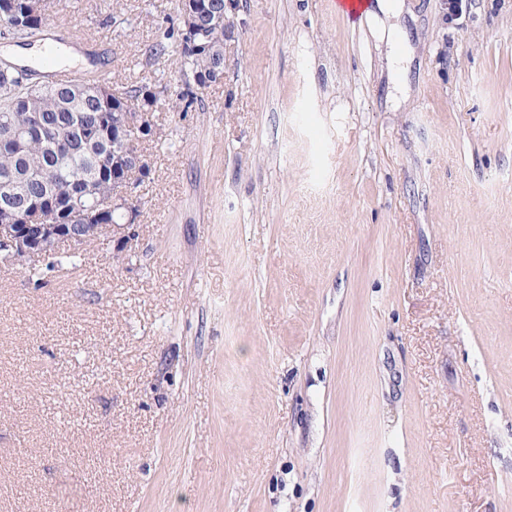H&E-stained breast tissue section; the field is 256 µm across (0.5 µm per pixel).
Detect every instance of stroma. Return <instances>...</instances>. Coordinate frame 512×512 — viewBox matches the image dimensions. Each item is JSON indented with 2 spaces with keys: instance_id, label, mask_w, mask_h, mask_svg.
I'll return each instance as SVG.
<instances>
[{
  "instance_id": "stroma-1",
  "label": "stroma",
  "mask_w": 512,
  "mask_h": 512,
  "mask_svg": "<svg viewBox=\"0 0 512 512\" xmlns=\"http://www.w3.org/2000/svg\"><path fill=\"white\" fill-rule=\"evenodd\" d=\"M237 0L181 111L179 0H48L166 86L129 254L0 263V512H512V0ZM376 10H368L366 15L379 27L387 38V45L391 47L390 60L397 74L406 73L403 67V52L400 43L404 40V34L397 24H387L391 18H398L403 12L404 4L401 0H376Z\"/></svg>"
}]
</instances>
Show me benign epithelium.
<instances>
[{"label":"benign epithelium","instance_id":"1","mask_svg":"<svg viewBox=\"0 0 512 512\" xmlns=\"http://www.w3.org/2000/svg\"><path fill=\"white\" fill-rule=\"evenodd\" d=\"M235 0H181L179 35L183 46L199 51L203 45L196 43V36L204 31V21L213 14L221 15L224 29L233 24L227 9ZM183 82L199 94L224 77V60L217 58L209 70L200 73H182ZM105 102L109 96L104 84L79 86L70 92L75 102L89 96ZM34 116L20 120L8 129L16 147L24 151L34 138L37 126ZM154 126L146 112H100L84 123L81 140L105 136L112 141L109 150L95 157L98 170H112V192L98 199H89L95 191L94 179H81L80 185L54 198L46 205L32 195V181L11 176L0 181V198L21 199L23 204L0 208V261L6 264H22L31 258L49 259L57 256L62 244L73 250L99 239L112 228L128 229L119 237L127 249L135 237L136 205L139 180L148 174V167L135 152L136 143L153 135ZM122 212L125 222L114 226L105 221V212Z\"/></svg>","mask_w":512,"mask_h":512}]
</instances>
